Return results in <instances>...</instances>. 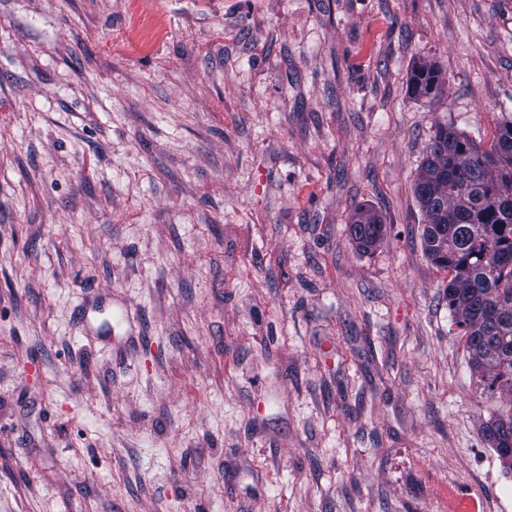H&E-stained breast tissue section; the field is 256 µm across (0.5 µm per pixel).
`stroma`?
<instances>
[{
  "instance_id": "obj_1",
  "label": "stroma",
  "mask_w": 512,
  "mask_h": 512,
  "mask_svg": "<svg viewBox=\"0 0 512 512\" xmlns=\"http://www.w3.org/2000/svg\"><path fill=\"white\" fill-rule=\"evenodd\" d=\"M505 115L512 0H0V512H512L413 191ZM442 81L435 67L417 65L410 77V89L417 97H428L437 91ZM349 223V235L358 250L364 253L376 247L384 234V224L371 208L356 209Z\"/></svg>"
}]
</instances>
